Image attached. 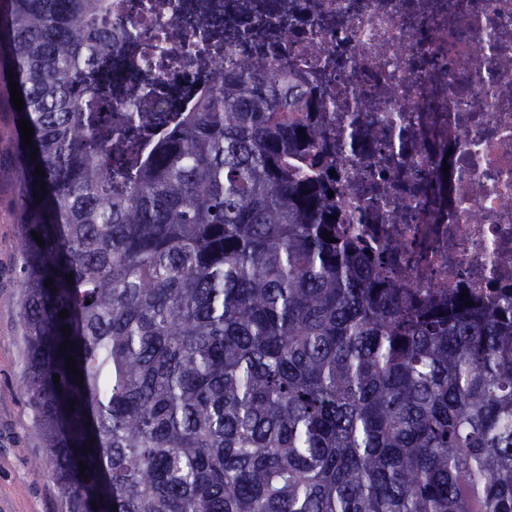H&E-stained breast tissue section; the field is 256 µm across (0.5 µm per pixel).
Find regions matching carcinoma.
<instances>
[{
    "label": "carcinoma",
    "mask_w": 512,
    "mask_h": 512,
    "mask_svg": "<svg viewBox=\"0 0 512 512\" xmlns=\"http://www.w3.org/2000/svg\"><path fill=\"white\" fill-rule=\"evenodd\" d=\"M0 25L23 391L67 512H512V296L386 282L286 57L224 59L171 118L107 113L112 0H7Z\"/></svg>",
    "instance_id": "carcinoma-1"
}]
</instances>
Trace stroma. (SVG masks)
Listing matches in <instances>:
<instances>
[{"label":"stroma","instance_id":"stroma-1","mask_svg":"<svg viewBox=\"0 0 512 512\" xmlns=\"http://www.w3.org/2000/svg\"><path fill=\"white\" fill-rule=\"evenodd\" d=\"M11 64L0 54V512H64L49 471H36L44 450L32 433L33 414L21 390L23 338L18 318L24 263L14 157Z\"/></svg>","mask_w":512,"mask_h":512}]
</instances>
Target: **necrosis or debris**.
I'll use <instances>...</instances> for the list:
<instances>
[{
	"label": "necrosis or debris",
	"instance_id": "1",
	"mask_svg": "<svg viewBox=\"0 0 512 512\" xmlns=\"http://www.w3.org/2000/svg\"><path fill=\"white\" fill-rule=\"evenodd\" d=\"M220 49L194 44V0H112L115 100L167 83L191 110L225 54L286 45L320 85L341 222L390 255L394 284L438 296L512 292V0H214ZM143 32L128 45L124 19ZM446 128L457 145L454 201L428 189Z\"/></svg>",
	"mask_w": 512,
	"mask_h": 512
}]
</instances>
